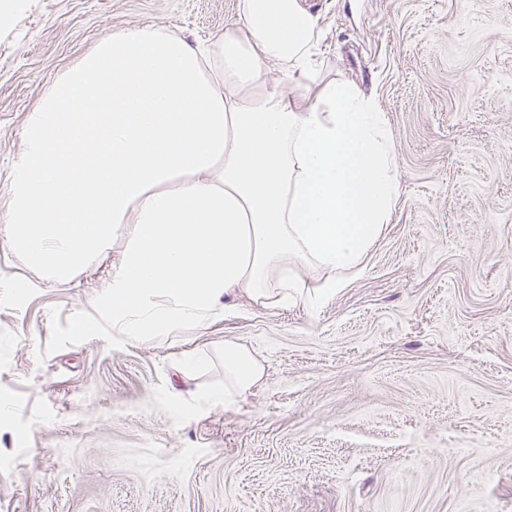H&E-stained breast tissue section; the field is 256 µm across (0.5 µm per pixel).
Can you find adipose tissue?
<instances>
[{
	"instance_id": "adipose-tissue-1",
	"label": "adipose tissue",
	"mask_w": 512,
	"mask_h": 512,
	"mask_svg": "<svg viewBox=\"0 0 512 512\" xmlns=\"http://www.w3.org/2000/svg\"><path fill=\"white\" fill-rule=\"evenodd\" d=\"M237 11L205 42L114 32L44 87L25 127L0 238L58 281L110 262L95 304L115 342L177 344L243 297L326 302L400 196L385 113L319 77L317 18L300 0ZM303 269L323 273L316 293ZM223 357L224 387L206 398L228 407L264 367L234 341Z\"/></svg>"
}]
</instances>
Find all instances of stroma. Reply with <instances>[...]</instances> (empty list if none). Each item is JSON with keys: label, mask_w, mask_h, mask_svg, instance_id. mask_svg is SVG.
Here are the masks:
<instances>
[{"label": "stroma", "mask_w": 512, "mask_h": 512, "mask_svg": "<svg viewBox=\"0 0 512 512\" xmlns=\"http://www.w3.org/2000/svg\"><path fill=\"white\" fill-rule=\"evenodd\" d=\"M323 79L385 112L402 185L327 302L113 341L96 264L0 240V512H512V0H301ZM237 0H20L0 23V225L44 86L112 32L207 40ZM265 377L229 407L217 354ZM189 351L211 356L190 377Z\"/></svg>", "instance_id": "stroma-1"}]
</instances>
